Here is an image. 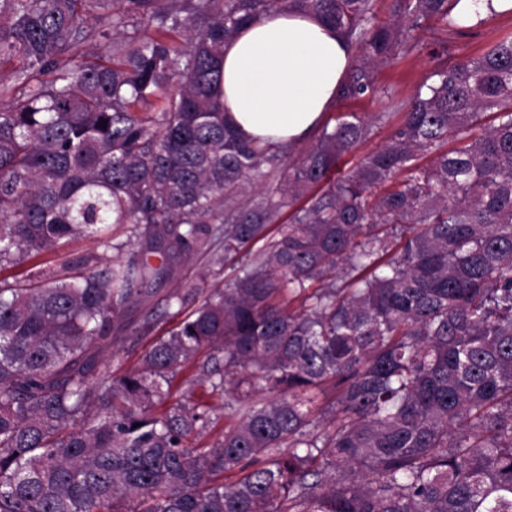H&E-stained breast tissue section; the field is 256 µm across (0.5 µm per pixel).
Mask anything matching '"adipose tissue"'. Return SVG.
<instances>
[{
  "mask_svg": "<svg viewBox=\"0 0 512 512\" xmlns=\"http://www.w3.org/2000/svg\"><path fill=\"white\" fill-rule=\"evenodd\" d=\"M352 56L347 37L315 16L270 11L224 44V110L247 141L304 142L333 107Z\"/></svg>",
  "mask_w": 512,
  "mask_h": 512,
  "instance_id": "ef3b65f1",
  "label": "adipose tissue"
}]
</instances>
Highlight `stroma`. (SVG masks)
<instances>
[{
  "instance_id": "35a3bbf8",
  "label": "stroma",
  "mask_w": 512,
  "mask_h": 512,
  "mask_svg": "<svg viewBox=\"0 0 512 512\" xmlns=\"http://www.w3.org/2000/svg\"><path fill=\"white\" fill-rule=\"evenodd\" d=\"M510 34L512 12L494 15L483 24L462 28L457 34L433 20L413 30L411 50L400 55L393 64L378 68L379 90L374 96L335 103L327 113L325 120L329 123L344 112H355L375 121L369 138L357 151L341 158L340 169L352 168L362 155L377 150L386 142L402 119L401 112L395 109L396 102L411 97L443 62L462 55H478L487 46ZM382 112L387 115L383 122L377 119Z\"/></svg>"
}]
</instances>
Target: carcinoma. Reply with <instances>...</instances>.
<instances>
[{
    "mask_svg": "<svg viewBox=\"0 0 512 512\" xmlns=\"http://www.w3.org/2000/svg\"><path fill=\"white\" fill-rule=\"evenodd\" d=\"M449 2L400 0L404 27L373 0H0V271L102 249L0 278V512H512V36L437 69L346 172L385 114L324 125L257 200L287 147L224 112V42L270 10L354 44L348 101ZM200 250L238 257L230 281L178 284L142 366L96 370ZM206 350L213 447V407L168 404ZM212 405H214V411L212 417L215 419L214 423L210 425L205 431L202 432L198 438L197 443L200 446H213L218 441L222 440V434L224 432V424L228 423L224 419V408L221 407V402L216 398L207 399Z\"/></svg>",
    "mask_w": 512,
    "mask_h": 512,
    "instance_id": "carcinoma-1",
    "label": "carcinoma"
}]
</instances>
